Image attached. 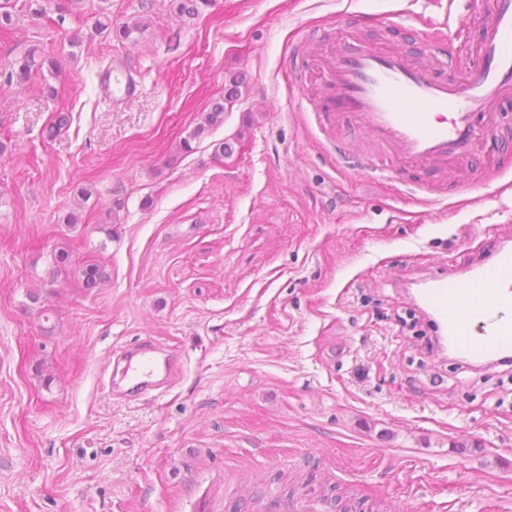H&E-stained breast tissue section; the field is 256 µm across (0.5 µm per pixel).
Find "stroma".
Wrapping results in <instances>:
<instances>
[{
	"instance_id": "obj_1",
	"label": "stroma",
	"mask_w": 512,
	"mask_h": 512,
	"mask_svg": "<svg viewBox=\"0 0 512 512\" xmlns=\"http://www.w3.org/2000/svg\"><path fill=\"white\" fill-rule=\"evenodd\" d=\"M491 5L0 0V512H283L299 486L355 512H512V365L440 354L409 319L421 282L512 242V97L471 162L377 179L327 148L378 155L365 129L299 108L348 36L460 79ZM109 66L142 83L121 110ZM234 74L242 98L183 151ZM58 246L105 284L49 279ZM145 340L179 381L114 396V354Z\"/></svg>"
}]
</instances>
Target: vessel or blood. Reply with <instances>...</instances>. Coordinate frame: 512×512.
<instances>
[{
    "label": "vessel or blood",
    "instance_id": "vessel-or-blood-1",
    "mask_svg": "<svg viewBox=\"0 0 512 512\" xmlns=\"http://www.w3.org/2000/svg\"><path fill=\"white\" fill-rule=\"evenodd\" d=\"M479 64L462 79L439 78L414 62L407 49L380 50L346 41L324 71L323 88L341 112L365 127L391 162L429 165L470 162L486 141L478 116L490 113L512 90V0H494L485 16ZM104 96L126 106L141 83L126 69L101 76ZM415 299L436 319L450 350L482 361L512 351V246L499 244L490 265L459 279L426 281ZM131 392H164L177 378L175 350L143 342L118 353Z\"/></svg>",
    "mask_w": 512,
    "mask_h": 512
}]
</instances>
